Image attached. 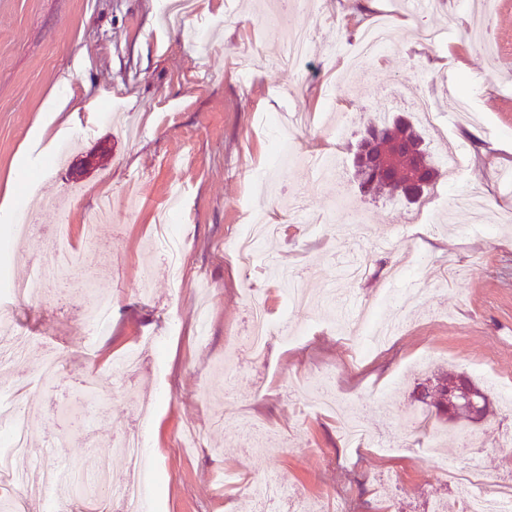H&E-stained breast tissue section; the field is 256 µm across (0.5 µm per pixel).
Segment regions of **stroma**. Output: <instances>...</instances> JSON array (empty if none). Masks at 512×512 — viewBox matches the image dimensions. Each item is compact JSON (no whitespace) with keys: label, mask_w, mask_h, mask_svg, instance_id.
<instances>
[{"label":"stroma","mask_w":512,"mask_h":512,"mask_svg":"<svg viewBox=\"0 0 512 512\" xmlns=\"http://www.w3.org/2000/svg\"><path fill=\"white\" fill-rule=\"evenodd\" d=\"M198 0L179 24L163 22L166 0H0V278L18 281L46 237L64 231L79 259L83 225L103 198L112 221L101 225L96 263L82 269L81 289L47 282L40 300L21 299L11 320L32 338L26 360L0 364V388L12 389L29 430L24 486L0 479V501L20 494L24 512H47L38 468L91 477L109 460L111 485L129 469L112 440L142 433L152 475L147 512H257L254 486L278 480L293 499L277 512H428L434 500L469 496L468 470L442 475L422 446L462 460L461 436L480 440L482 478L512 481V222L468 232L480 214L451 206L480 190L497 209L512 207V0ZM276 33H265L267 19ZM391 23L394 39L355 74L347 55L361 32ZM485 32L483 43L466 39ZM311 31L304 60L279 65L288 33ZM254 57L249 81L235 63ZM338 85L348 111L341 138L322 129L325 92ZM68 99L51 127L42 107ZM427 97L443 121L424 130L440 175L417 204L360 194L353 157L369 121L386 112L411 122ZM303 112L309 121L297 158L277 159V140L258 126L263 113ZM335 154V178H318L313 153ZM98 163L84 168L87 157ZM184 202L175 220L184 245L180 287L153 246L152 229L169 196ZM284 225L264 250L303 273L308 307L274 342L266 360L232 349L245 335L252 303L281 311V284L263 263L243 268L228 250L252 209ZM359 214L365 227L351 233ZM43 225L21 241V215ZM352 261L366 270L353 281ZM151 275L140 280L138 272ZM407 308L401 331L363 363L336 333L349 300L370 298L394 268ZM113 301L112 323L88 334L91 290ZM63 357L54 381L36 368L50 346ZM463 372L487 390L495 416L476 426L449 421L417 398L424 379ZM96 374L107 411L79 423L62 419ZM330 374V386L372 434L360 450L345 447L342 423L309 408L303 378ZM394 443L395 453L378 444Z\"/></svg>","instance_id":"obj_1"}]
</instances>
